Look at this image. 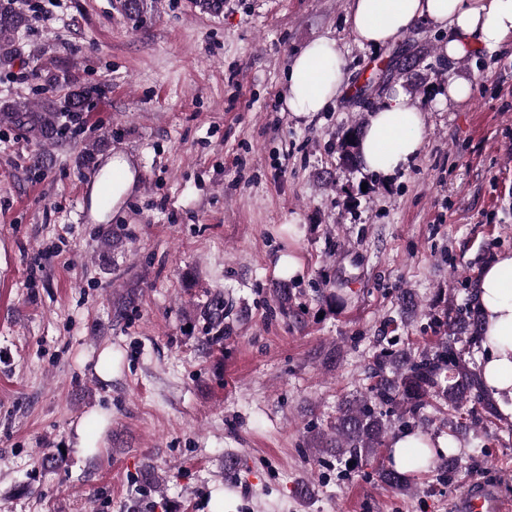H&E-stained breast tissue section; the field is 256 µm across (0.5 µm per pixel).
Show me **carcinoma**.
<instances>
[{
    "label": "carcinoma",
    "instance_id": "obj_1",
    "mask_svg": "<svg viewBox=\"0 0 512 512\" xmlns=\"http://www.w3.org/2000/svg\"><path fill=\"white\" fill-rule=\"evenodd\" d=\"M28 28L29 18L17 6V0H0V68L15 65L19 58L16 39ZM30 79L42 80L50 87L60 83L69 86V92L61 99H0V124L23 130L41 145L54 144L77 130L90 102L102 94L101 87L83 83L62 61L54 62L45 73L31 72ZM204 315L209 329H223L224 301L218 297L212 300ZM449 328L469 332V339L475 344L483 340L480 319L471 310L459 313ZM371 378L373 383L364 393L339 404L336 423L330 430L311 433V443L319 455L334 457L357 469L377 457L393 429H421L427 407L437 398L454 410L472 404L471 417L476 425L498 414L494 403L485 397L478 375L460 366L458 354L446 342L416 357L386 350L374 357ZM385 406L395 413V420L388 419L382 411ZM409 466L416 471L432 469L444 481L457 468L458 458L447 456L436 447L413 448ZM376 476L395 490H410L407 475L391 466L379 465Z\"/></svg>",
    "mask_w": 512,
    "mask_h": 512
}]
</instances>
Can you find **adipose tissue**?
<instances>
[{"instance_id":"adipose-tissue-1","label":"adipose tissue","mask_w":512,"mask_h":512,"mask_svg":"<svg viewBox=\"0 0 512 512\" xmlns=\"http://www.w3.org/2000/svg\"><path fill=\"white\" fill-rule=\"evenodd\" d=\"M346 21L357 43L384 47L418 22L442 31L439 54L456 61L512 47V0H351ZM344 60L335 42L316 39L288 68L285 106L295 116L324 110L341 91ZM425 119L413 98L394 88L369 113L357 152L364 170L389 176L409 166L424 146ZM473 302L483 323V354L476 369L483 388L512 415V252L495 256L481 272Z\"/></svg>"}]
</instances>
